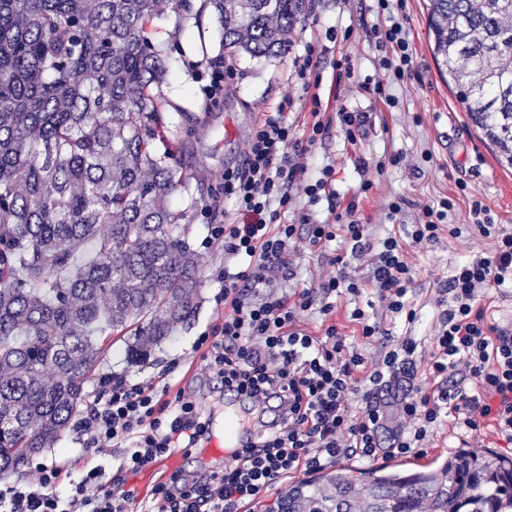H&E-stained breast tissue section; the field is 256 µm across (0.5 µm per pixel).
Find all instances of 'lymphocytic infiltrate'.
I'll return each instance as SVG.
<instances>
[{
  "label": "lymphocytic infiltrate",
  "mask_w": 512,
  "mask_h": 512,
  "mask_svg": "<svg viewBox=\"0 0 512 512\" xmlns=\"http://www.w3.org/2000/svg\"><path fill=\"white\" fill-rule=\"evenodd\" d=\"M376 2L383 20L374 29L383 77L368 92L393 107L398 98L390 87L408 76L413 57L391 0ZM370 119L341 105L335 121L315 119L302 136L282 113H273L250 130L242 164L224 172L222 194L247 221L208 227L210 239L224 244L226 312L199 337L196 372L247 397L256 441L231 450L222 467L191 478L162 475L140 492L126 474L201 447L211 436V416L186 388L107 373L101 392L72 417L71 428L95 453L116 454L115 473L95 466L66 482L59 465L35 463L24 485L0 482V512H237L239 504L299 471L344 457L368 461L384 450L408 454L425 447L430 432L448 418L463 431L490 427L512 441V333L485 323L477 309L491 290L512 285V233L495 224L481 201L470 205L472 224L495 239V249L457 262L438 288L439 330L428 362L432 389L412 380V337H400L369 366L358 344L384 335L381 323L354 306L350 318L358 334L351 339L331 321L337 298H356L368 289L391 320L415 323V272L406 248H430L446 230L462 234L448 225L455 201L445 197L420 205L402 235L371 247L358 211L372 182H362L343 205L331 187L333 166L310 177L314 145L335 130L357 143ZM323 200L328 217L322 221L314 207ZM285 213L293 214V222L281 223ZM336 240L341 246L327 258L334 274L316 287L288 292L300 250ZM367 253L371 270L361 282L351 275V263ZM311 311L328 321L321 335L300 326Z\"/></svg>",
  "instance_id": "lymphocytic-infiltrate-1"
}]
</instances>
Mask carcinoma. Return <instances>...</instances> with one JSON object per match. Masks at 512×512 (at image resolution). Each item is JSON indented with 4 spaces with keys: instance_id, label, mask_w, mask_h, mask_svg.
<instances>
[{
    "instance_id": "obj_1",
    "label": "carcinoma",
    "mask_w": 512,
    "mask_h": 512,
    "mask_svg": "<svg viewBox=\"0 0 512 512\" xmlns=\"http://www.w3.org/2000/svg\"><path fill=\"white\" fill-rule=\"evenodd\" d=\"M224 54L284 53L310 0H209ZM189 0H0V474L54 445L126 336L144 361L198 309L190 186L148 35ZM440 73L512 168V0H426ZM185 192L184 208L170 200ZM267 512H512V459L465 448L414 472L338 465Z\"/></svg>"
}]
</instances>
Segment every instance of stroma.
Returning <instances> with one entry per match:
<instances>
[{
    "instance_id": "obj_1",
    "label": "stroma",
    "mask_w": 512,
    "mask_h": 512,
    "mask_svg": "<svg viewBox=\"0 0 512 512\" xmlns=\"http://www.w3.org/2000/svg\"><path fill=\"white\" fill-rule=\"evenodd\" d=\"M194 14L178 16L166 12L154 18L151 39L164 53L168 70L162 88V110L174 127L172 140L180 145L184 169L191 184L218 186L226 168L242 162V147L255 120L264 112H281L286 117L307 123L313 107L326 116L336 113L337 99H344L354 110L367 111L372 121L358 144H350L339 132L318 143L309 157L312 177H319L325 164L335 167V190L345 198L369 180L373 189L362 203L361 218L373 242L400 233L402 225L411 223L415 206L443 197L456 201L454 223H465L472 200H481L493 213L497 223L512 231V171L501 168L491 149L472 127L463 104L439 75L427 38V12L424 0H402L399 16L412 45L415 71L395 89L400 99L398 109H389L382 101L364 91L368 80L380 79L374 68L371 29L378 18L372 0H311L308 16L290 35L288 52L270 58L247 56L229 60L234 76L222 96L212 98L205 92L206 71L210 64L225 60L219 26L204 0H191ZM351 28V36L329 46L323 58L322 80L317 88L320 102L312 104L302 96L300 83L293 74L296 58L303 55L311 40H325L330 28ZM352 60L353 79L336 82V65ZM377 159L400 155L399 165L358 170V154ZM467 183L466 193H459L458 183ZM396 195L410 203L401 220L386 216V205ZM207 234L202 220L191 223V239L204 258L199 271L202 302L194 321L178 330L143 362L132 361L125 338L114 337L103 345V355L85 385L86 395H93L103 373L131 379L165 376L171 383L194 389L206 402L214 403L216 417H223L218 383L195 379L189 370L197 356L194 346L201 334L224 314V249L204 245ZM495 241L472 233L454 238L441 236L431 249H407L406 259L416 271L411 301L420 318L412 324L387 321L380 306H373L370 317L384 321L387 339L414 337L416 380L429 381L427 360L434 347L438 327L434 300L437 289L451 265L475 253L491 254ZM375 339L360 347L368 361L377 360L386 341ZM38 460L57 462L67 467L70 478H79L85 467L111 469L109 456L91 454L72 431L60 434L53 447L37 455Z\"/></svg>"
}]
</instances>
